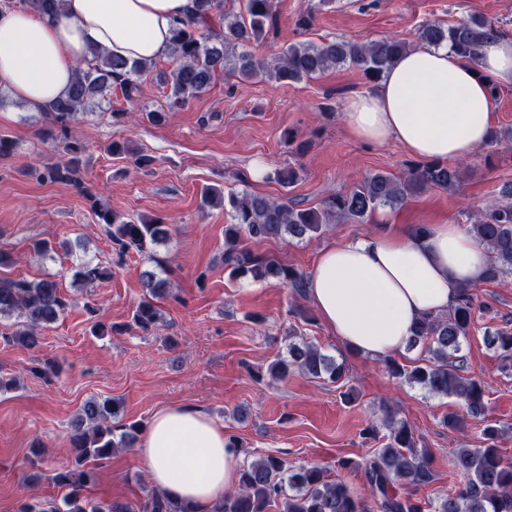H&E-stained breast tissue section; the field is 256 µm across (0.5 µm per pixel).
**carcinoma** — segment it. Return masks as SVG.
<instances>
[{
    "label": "carcinoma",
    "instance_id": "carcinoma-1",
    "mask_svg": "<svg viewBox=\"0 0 512 512\" xmlns=\"http://www.w3.org/2000/svg\"><path fill=\"white\" fill-rule=\"evenodd\" d=\"M61 0H0V10L20 5L39 12L55 11ZM276 0H246V11L227 7V0H193V10L172 29L168 55L173 69L160 74L171 83L169 108L182 109L190 100L208 91L215 78L228 74L240 79L263 75L290 83L313 79L337 67L358 69L367 83L375 85L410 46L399 38L385 37L369 42L345 39L290 43L269 64L254 55L261 44L278 28ZM501 33L500 21L485 16H470L455 24L440 21L423 23L416 32L421 44L448 43L459 57L477 61L480 42ZM91 59L76 66L75 78L66 97L41 109L46 126L41 137L63 145L66 159L48 166L39 176L54 183H65L84 191L97 223L105 231L116 255L130 251L144 254L155 269L141 274L143 298L132 312L130 325L143 331L154 330L161 321L155 300L166 294L169 279L164 261L153 257V246L169 240L170 225L164 218L135 221L103 206L95 195L84 190L82 166L87 146L72 135V124L96 102L110 101L112 90H119L129 102L139 100L141 76L154 62L129 61L98 49H89ZM465 171L459 165L419 162L408 174L377 172L366 177L347 193L324 200L318 208H299L260 194L223 193L208 187L201 194L205 206L220 204L229 209L231 222L224 225V270L233 280H276L296 294L304 292L307 275L262 253L241 246L245 240L255 244L288 236L299 242L320 237L328 224L362 223L381 207L397 209L413 195L429 189L456 192ZM502 202L472 216L470 232L485 243L490 263L483 281L496 282L512 275V183L500 190ZM71 241L52 245L47 240L32 244L33 252L46 256L56 249L68 251ZM111 275L110 269L91 261L79 264L74 281L88 288ZM72 305L56 280H28L0 275V319H17L18 328L5 340L25 349L39 346L38 330L61 319ZM477 309L474 287L464 286L448 312L421 319L411 347H421L426 356L412 365L388 358L385 369L394 378L416 384L432 395L451 397L464 413L450 412L444 423L451 430L465 426V416L477 417L485 411V382L462 374V343L470 335ZM487 343L512 360V331L500 329L487 336ZM35 377L48 379L55 374L49 360L36 359L28 368ZM268 375L284 381L295 373L329 381L346 380V366L322 348L304 339L289 342L287 355L267 366ZM121 404L112 398L87 400L71 420L67 434L73 464L54 469L48 479L65 490L62 498L36 499L25 503L20 512H194L188 505L153 491L145 498L127 502H98L85 495L97 479L93 463L106 460L122 448L135 446L141 433L138 421L120 419ZM486 446L460 448L454 467L462 479L453 492L436 501L418 496V490L432 484L435 472L425 454H418L413 428L407 421L388 412L381 425L363 430L364 438L385 439L383 447L360 461L343 458L342 469L355 470L367 487L372 504L353 494L340 479L327 478L318 466H292L279 456L268 454L243 464L238 488L224 496L212 512H267L272 505L279 512H512V463L505 461L495 441L498 430L484 429Z\"/></svg>",
    "mask_w": 512,
    "mask_h": 512
}]
</instances>
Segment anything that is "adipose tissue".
<instances>
[{"label":"adipose tissue","mask_w":512,"mask_h":512,"mask_svg":"<svg viewBox=\"0 0 512 512\" xmlns=\"http://www.w3.org/2000/svg\"><path fill=\"white\" fill-rule=\"evenodd\" d=\"M191 0H63L60 10L0 11V85L36 109L66 94L89 48L153 61L170 48L174 24ZM512 85V37L491 36L466 64L448 46L422 45L400 56L374 91L348 97L346 123L357 139L394 142L423 161L470 157L493 133L490 87ZM379 233L322 248L305 294L322 322L353 353H405L414 327L446 313L463 285L481 282L485 245L457 224L426 234L377 218ZM153 486L212 512L239 482L242 457L224 425L205 411L157 413L137 445Z\"/></svg>","instance_id":"ef3b65f1"}]
</instances>
